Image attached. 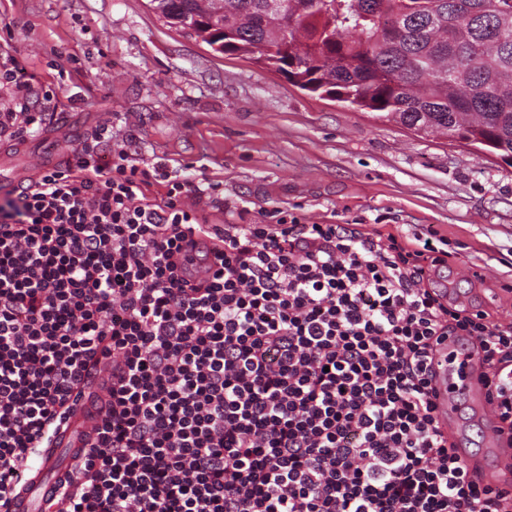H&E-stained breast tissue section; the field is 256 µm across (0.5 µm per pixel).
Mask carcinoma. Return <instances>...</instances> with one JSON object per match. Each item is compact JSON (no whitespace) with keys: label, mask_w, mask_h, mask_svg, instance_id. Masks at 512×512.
Instances as JSON below:
<instances>
[{"label":"carcinoma","mask_w":512,"mask_h":512,"mask_svg":"<svg viewBox=\"0 0 512 512\" xmlns=\"http://www.w3.org/2000/svg\"><path fill=\"white\" fill-rule=\"evenodd\" d=\"M179 0L191 35L224 55H255L318 95L425 134L452 131L512 165V0ZM303 31L278 43L274 31Z\"/></svg>","instance_id":"cac0c4a2"}]
</instances>
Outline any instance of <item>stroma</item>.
Returning <instances> with one entry per match:
<instances>
[{
	"label": "stroma",
	"instance_id": "obj_1",
	"mask_svg": "<svg viewBox=\"0 0 512 512\" xmlns=\"http://www.w3.org/2000/svg\"><path fill=\"white\" fill-rule=\"evenodd\" d=\"M36 77L37 152L55 119L95 130L196 186L213 224L288 210L309 224H364L406 238L437 230L452 256L438 280L512 319V166L293 85L251 56L214 53L150 0H0V68ZM56 91L45 101L44 91Z\"/></svg>",
	"mask_w": 512,
	"mask_h": 512
}]
</instances>
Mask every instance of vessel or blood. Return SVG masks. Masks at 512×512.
Here are the masks:
<instances>
[{"mask_svg": "<svg viewBox=\"0 0 512 512\" xmlns=\"http://www.w3.org/2000/svg\"><path fill=\"white\" fill-rule=\"evenodd\" d=\"M75 136L73 127H62L50 139L45 153L18 163L5 150L0 152V165L14 168L18 184L34 182L44 169L68 156ZM433 372L437 418L451 439L454 453L468 471L478 472L484 483L511 484L512 474L501 464L512 460V447L496 435L494 412L482 382V362L473 340L451 337L436 346ZM101 396V376L95 373L50 447L27 461L19 488L11 498L10 512H67L68 502L61 495L59 484L62 478L75 476L82 448L97 435ZM470 424L477 425L481 432V449L471 448L468 442L466 427Z\"/></svg>", "mask_w": 512, "mask_h": 512, "instance_id": "obj_1", "label": "vessel or blood"}]
</instances>
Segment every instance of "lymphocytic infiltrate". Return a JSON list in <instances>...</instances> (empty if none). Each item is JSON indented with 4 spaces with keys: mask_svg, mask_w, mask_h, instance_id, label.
Returning <instances> with one entry per match:
<instances>
[{
    "mask_svg": "<svg viewBox=\"0 0 512 512\" xmlns=\"http://www.w3.org/2000/svg\"><path fill=\"white\" fill-rule=\"evenodd\" d=\"M33 92L0 71V135L39 129ZM111 142L100 125L0 206V512L104 360L68 512H512L450 453L430 371L476 339L512 446V323L442 300L437 232L213 224L191 181Z\"/></svg>",
    "mask_w": 512,
    "mask_h": 512,
    "instance_id": "1",
    "label": "lymphocytic infiltrate"
}]
</instances>
